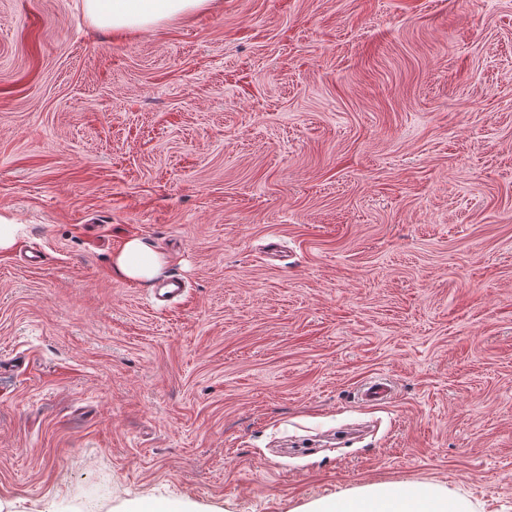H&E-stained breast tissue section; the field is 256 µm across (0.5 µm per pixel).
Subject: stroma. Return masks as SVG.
<instances>
[{"label":"stroma","instance_id":"1","mask_svg":"<svg viewBox=\"0 0 512 512\" xmlns=\"http://www.w3.org/2000/svg\"><path fill=\"white\" fill-rule=\"evenodd\" d=\"M0 208V512H512V0H0ZM211 0H83L91 25L112 31L145 30L209 6ZM23 228L13 211L0 209V253H9L13 249ZM163 265V256L137 238L126 241L113 259V268L118 275L138 283L154 280L159 276ZM392 387L383 379L365 383L359 391V399L363 404H382L392 398ZM464 496H450L436 489L407 493L401 489L373 485L336 501L319 505L312 512H475Z\"/></svg>","mask_w":512,"mask_h":512}]
</instances>
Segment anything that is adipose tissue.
Segmentation results:
<instances>
[{
	"instance_id": "ef3b65f1",
	"label": "adipose tissue",
	"mask_w": 512,
	"mask_h": 512,
	"mask_svg": "<svg viewBox=\"0 0 512 512\" xmlns=\"http://www.w3.org/2000/svg\"><path fill=\"white\" fill-rule=\"evenodd\" d=\"M209 4L210 0H83V10L95 28L127 31L145 30ZM163 265V257L137 238L126 241L113 259L118 275L138 283L154 280ZM315 512H475V507L466 497L450 496L436 489L408 493L373 485L339 495L334 502L319 505Z\"/></svg>"
}]
</instances>
